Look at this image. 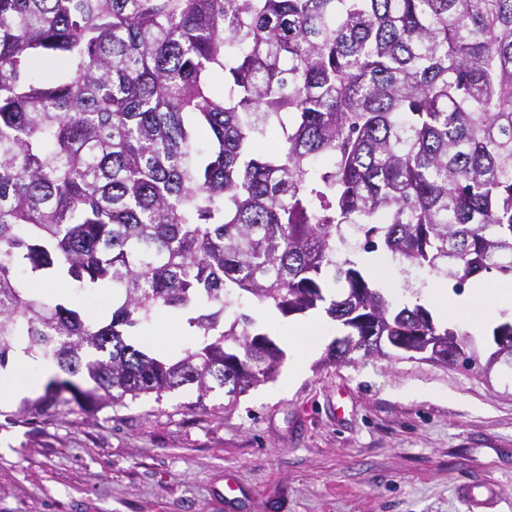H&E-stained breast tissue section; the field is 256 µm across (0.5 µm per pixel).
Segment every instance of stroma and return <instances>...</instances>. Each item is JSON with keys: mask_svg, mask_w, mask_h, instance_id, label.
Returning a JSON list of instances; mask_svg holds the SVG:
<instances>
[{"mask_svg": "<svg viewBox=\"0 0 512 512\" xmlns=\"http://www.w3.org/2000/svg\"><path fill=\"white\" fill-rule=\"evenodd\" d=\"M376 284L396 304L430 276L405 275L377 252ZM284 352L276 373L224 408L176 390L124 406L75 410L18 426L0 404V512H467L459 485H492L493 512H512V377L484 379L418 359L330 358L342 327L312 311L325 335L293 375L289 320L246 304ZM146 344L191 346L173 314ZM234 501L213 489L226 475Z\"/></svg>", "mask_w": 512, "mask_h": 512, "instance_id": "35a3bbf8", "label": "stroma"}]
</instances>
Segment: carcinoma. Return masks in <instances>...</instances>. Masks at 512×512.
Returning a JSON list of instances; mask_svg holds the SVG:
<instances>
[{
    "label": "carcinoma",
    "mask_w": 512,
    "mask_h": 512,
    "mask_svg": "<svg viewBox=\"0 0 512 512\" xmlns=\"http://www.w3.org/2000/svg\"><path fill=\"white\" fill-rule=\"evenodd\" d=\"M381 249L457 291L512 283V0H0V368L59 369L15 422L233 406L282 359L244 301L328 303L338 361L512 368V317L482 358L393 306L359 257ZM37 281L109 289L110 317ZM164 311L195 339L174 357L138 340Z\"/></svg>",
    "instance_id": "cac0c4a2"
}]
</instances>
